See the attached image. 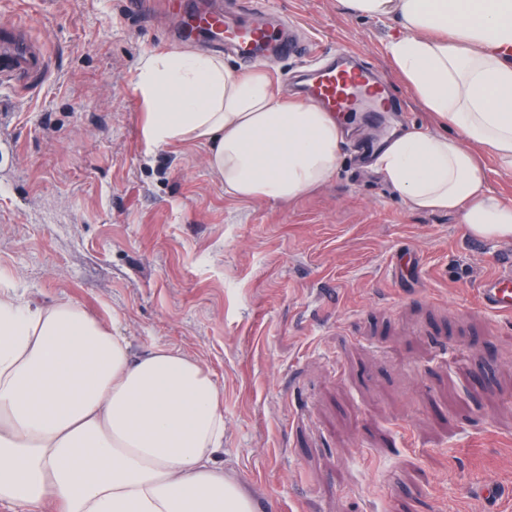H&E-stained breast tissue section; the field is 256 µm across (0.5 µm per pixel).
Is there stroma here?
Listing matches in <instances>:
<instances>
[{
	"mask_svg": "<svg viewBox=\"0 0 512 512\" xmlns=\"http://www.w3.org/2000/svg\"><path fill=\"white\" fill-rule=\"evenodd\" d=\"M123 2L0 0L50 66L0 87V286L75 301L134 352L195 356L224 393V466L261 512H512V317L477 294L504 242L411 210L349 147L297 202L231 199L204 146L143 133L142 57L201 44ZM261 2L314 49L356 52L391 126H428L387 22Z\"/></svg>",
	"mask_w": 512,
	"mask_h": 512,
	"instance_id": "obj_1",
	"label": "stroma"
}]
</instances>
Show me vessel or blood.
Instances as JSON below:
<instances>
[{
    "instance_id": "obj_1",
    "label": "vessel or blood",
    "mask_w": 512,
    "mask_h": 512,
    "mask_svg": "<svg viewBox=\"0 0 512 512\" xmlns=\"http://www.w3.org/2000/svg\"><path fill=\"white\" fill-rule=\"evenodd\" d=\"M255 0H238L235 10H199L185 0H168L167 9L188 20V32L204 33L211 47L227 46L241 59L274 57L290 59L302 50L294 31L273 35L269 28L251 20ZM312 67L300 70L299 88L303 96L327 111L348 116L354 112L358 97L382 98L385 85L363 66L358 55L337 49L312 53ZM48 72V58L41 45L29 40L24 28L11 25L0 29V86L20 89L42 81ZM480 305L499 315L512 316V259L504 258L493 274L481 280Z\"/></svg>"
}]
</instances>
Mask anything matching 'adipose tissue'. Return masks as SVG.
<instances>
[{
    "label": "adipose tissue",
    "instance_id": "adipose-tissue-1",
    "mask_svg": "<svg viewBox=\"0 0 512 512\" xmlns=\"http://www.w3.org/2000/svg\"><path fill=\"white\" fill-rule=\"evenodd\" d=\"M397 26L385 51L435 129L386 137L372 168L415 211L512 240V200L482 159L512 171V0H340ZM136 90L154 145H205L224 192L292 203L339 168L348 131L262 70L197 52L148 55ZM224 395L192 355L136 353L76 302L0 289V505L11 512H258L219 453ZM488 188L503 198L512 199V172L499 168L496 161L485 156L483 159Z\"/></svg>",
    "mask_w": 512,
    "mask_h": 512
}]
</instances>
